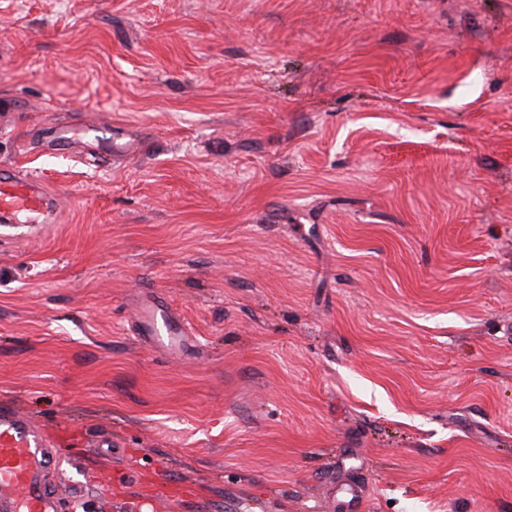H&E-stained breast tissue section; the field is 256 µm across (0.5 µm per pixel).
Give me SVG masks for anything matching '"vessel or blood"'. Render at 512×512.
I'll use <instances>...</instances> for the list:
<instances>
[{"label":"vessel or blood","instance_id":"vessel-or-blood-1","mask_svg":"<svg viewBox=\"0 0 512 512\" xmlns=\"http://www.w3.org/2000/svg\"><path fill=\"white\" fill-rule=\"evenodd\" d=\"M57 144L89 140L115 157L128 154L113 130L61 129ZM54 198L40 179L0 168V221L11 224H49ZM137 336L164 352L185 353L196 342L191 331L164 297L146 295L133 325ZM61 464V453L43 431L14 407L0 406V512H57L58 495L49 477Z\"/></svg>","mask_w":512,"mask_h":512}]
</instances>
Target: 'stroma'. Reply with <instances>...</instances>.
Listing matches in <instances>:
<instances>
[{
    "instance_id": "stroma-1",
    "label": "stroma",
    "mask_w": 512,
    "mask_h": 512,
    "mask_svg": "<svg viewBox=\"0 0 512 512\" xmlns=\"http://www.w3.org/2000/svg\"><path fill=\"white\" fill-rule=\"evenodd\" d=\"M1 165L56 199L0 226V405L62 502L512 512V0H0ZM56 146L61 144L79 143L82 138L91 141L99 150L109 152L114 157H126L128 147L120 142V137L113 130L104 127H95L85 130L60 129L53 135ZM133 328L135 336L163 352L184 354L196 347L191 331L159 295H145Z\"/></svg>"
}]
</instances>
